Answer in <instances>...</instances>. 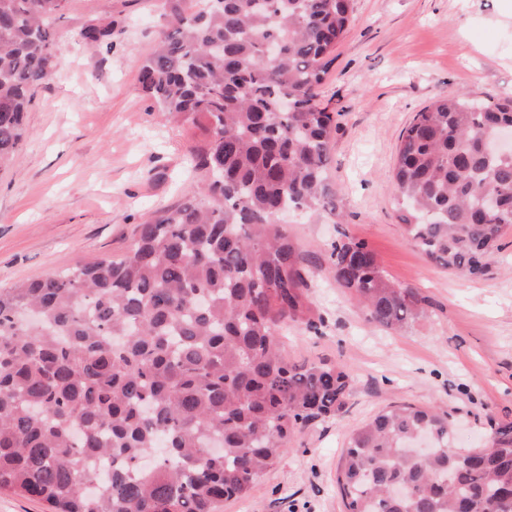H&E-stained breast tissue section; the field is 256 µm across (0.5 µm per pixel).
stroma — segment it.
<instances>
[{
	"label": "stroma",
	"instance_id": "obj_1",
	"mask_svg": "<svg viewBox=\"0 0 512 512\" xmlns=\"http://www.w3.org/2000/svg\"><path fill=\"white\" fill-rule=\"evenodd\" d=\"M112 24L111 50L84 45ZM166 20L159 0H69L52 28L57 72L36 88L20 158L0 173V289L127 253L139 224L195 182L197 131L162 120L138 72ZM512 97V0H354L351 27L320 98L336 111L329 179L337 211L292 214L288 231L315 275V328L289 327V359L342 366L343 413L298 432L289 452L222 512H344L336 466L351 433L390 405L451 414L459 450L512 420V225L490 272L448 273L411 246L392 168L401 136L434 97ZM362 241L387 278L417 289L426 313L390 334L368 323L333 276L331 247Z\"/></svg>",
	"mask_w": 512,
	"mask_h": 512
}]
</instances>
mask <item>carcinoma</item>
<instances>
[{
    "label": "carcinoma",
    "instance_id": "cac0c4a2",
    "mask_svg": "<svg viewBox=\"0 0 512 512\" xmlns=\"http://www.w3.org/2000/svg\"><path fill=\"white\" fill-rule=\"evenodd\" d=\"M354 0H163L165 29L139 80L162 118L196 129V190L138 225L119 259L0 289V493L49 512H219L273 469L291 437L338 415L351 377L292 363L290 325L313 326L312 270L280 216L336 209L334 113L319 88ZM62 0H0V169L27 136L32 91L55 71ZM81 38L112 49V24ZM274 43L279 53L269 56ZM512 98H435L393 168L410 245L440 267L489 273L512 224ZM336 283L388 333L423 313L350 237ZM425 436L429 451L414 440ZM461 452L450 414L409 404L349 437L336 471L347 512H512V422ZM406 485L411 498L393 500Z\"/></svg>",
    "mask_w": 512,
    "mask_h": 512
}]
</instances>
